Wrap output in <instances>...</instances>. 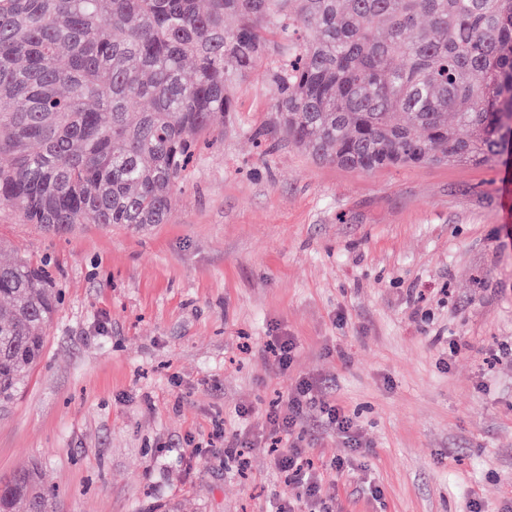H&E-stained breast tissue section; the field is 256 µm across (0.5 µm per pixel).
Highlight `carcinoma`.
I'll return each instance as SVG.
<instances>
[{"label":"carcinoma","instance_id":"1","mask_svg":"<svg viewBox=\"0 0 512 512\" xmlns=\"http://www.w3.org/2000/svg\"><path fill=\"white\" fill-rule=\"evenodd\" d=\"M277 38L288 58L257 140L364 171L512 151V0H0V208L50 234L166 223L198 141L224 132L214 118ZM0 299L6 411L60 296L0 262ZM22 509L55 512L33 470L0 479V512Z\"/></svg>","mask_w":512,"mask_h":512}]
</instances>
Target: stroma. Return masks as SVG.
I'll return each mask as SVG.
<instances>
[{
	"mask_svg": "<svg viewBox=\"0 0 512 512\" xmlns=\"http://www.w3.org/2000/svg\"><path fill=\"white\" fill-rule=\"evenodd\" d=\"M281 60L234 87L167 223L55 236L0 210V259L62 294L0 412V476L36 468L56 512H270L297 490L264 416L313 378L362 441L303 435L331 512H512V156L363 172L263 150Z\"/></svg>",
	"mask_w": 512,
	"mask_h": 512,
	"instance_id": "obj_1",
	"label": "stroma"
}]
</instances>
